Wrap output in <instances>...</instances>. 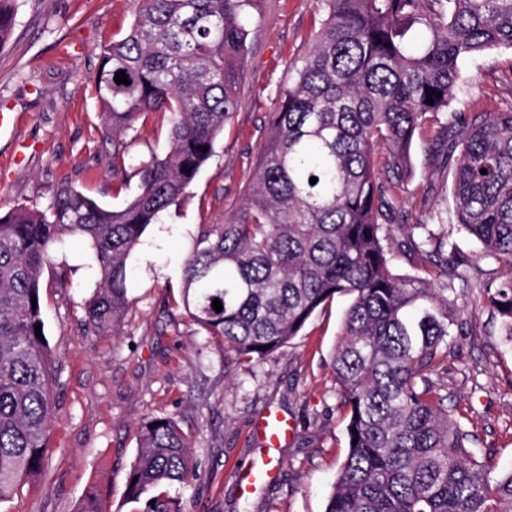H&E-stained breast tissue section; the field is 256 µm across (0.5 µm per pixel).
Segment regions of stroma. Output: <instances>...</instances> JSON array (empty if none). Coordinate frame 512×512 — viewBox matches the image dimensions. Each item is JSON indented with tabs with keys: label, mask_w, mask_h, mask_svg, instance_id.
<instances>
[{
	"label": "stroma",
	"mask_w": 512,
	"mask_h": 512,
	"mask_svg": "<svg viewBox=\"0 0 512 512\" xmlns=\"http://www.w3.org/2000/svg\"><path fill=\"white\" fill-rule=\"evenodd\" d=\"M247 61L239 80L242 105L225 123L214 155L200 170L181 208L150 225L128 260L134 304L118 335L85 331L81 304L95 280L92 254L72 239L54 254L70 267L67 287L42 277L45 332L57 381L46 468L33 487L0 504V512H74L92 481L114 507L123 501L127 466L137 448V423L171 415L192 437L200 477L185 493L187 512H325L331 485L347 454L346 410L331 354L349 300L338 297L291 343L254 368L226 358L183 309L186 260L200 225L220 224L239 210L255 177L257 150L270 115L301 67L320 28L319 0H255ZM133 22L130 0H17L16 24L0 46V112L18 115L14 135L0 137V206L42 205L55 185L72 182L107 206L132 197L137 179L112 180V144L93 87L98 55ZM456 112L512 109V49L466 60ZM25 159L12 162L15 141ZM167 123L150 115L132 134L127 164L163 152ZM441 128L426 123L393 180L400 215L391 230L394 272L442 287L449 255L469 261L470 285L457 304L465 322L448 341L434 380L454 419L474 432L492 477L512 471V344L502 337L484 290L512 271L483 256L480 244L452 222V169L439 155ZM433 237L432 256L408 254L409 240ZM285 415L294 435L266 447L258 426L266 412ZM271 462L273 479L242 494L235 471Z\"/></svg>",
	"instance_id": "obj_1"
}]
</instances>
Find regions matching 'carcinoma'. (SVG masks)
I'll return each instance as SVG.
<instances>
[{
    "instance_id": "obj_1",
    "label": "carcinoma",
    "mask_w": 512,
    "mask_h": 512,
    "mask_svg": "<svg viewBox=\"0 0 512 512\" xmlns=\"http://www.w3.org/2000/svg\"><path fill=\"white\" fill-rule=\"evenodd\" d=\"M254 2L132 0L134 20L102 48L94 77L112 179L129 177L126 137L139 119L167 117L166 149L139 163L138 191L119 207L63 182L44 205L0 209V504L46 463L55 374L49 339L35 333L44 324V270L66 287L68 269L53 264L54 253L69 237L84 239L97 285L83 321L95 336L116 334L132 305L129 257L148 226L186 200L241 104ZM321 6V27L272 114L243 205L222 224L200 225L177 305L237 363L255 364L326 304L349 298L331 358L348 451L325 512H512V472L490 479L474 434L450 416L432 379L459 326L454 282L466 285L467 276L448 267V294L438 296L422 279L392 272L389 224L399 201L375 163L385 145L386 171L399 170L416 132L444 116L454 224L484 254L512 259V109L448 111L467 59L512 49V0ZM14 22L15 0H0V45ZM120 70L130 84L114 81ZM486 293L512 342V275ZM138 434L124 503L186 512L181 490L198 471L190 435L172 416L143 417ZM74 512H112V504L93 483Z\"/></svg>"
}]
</instances>
